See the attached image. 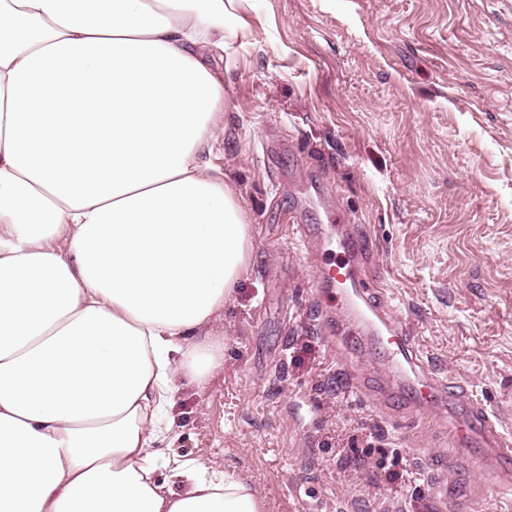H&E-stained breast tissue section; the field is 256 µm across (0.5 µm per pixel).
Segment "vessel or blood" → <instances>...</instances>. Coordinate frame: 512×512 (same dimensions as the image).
I'll return each mask as SVG.
<instances>
[{"label":"vessel or blood","instance_id":"vessel-or-blood-1","mask_svg":"<svg viewBox=\"0 0 512 512\" xmlns=\"http://www.w3.org/2000/svg\"><path fill=\"white\" fill-rule=\"evenodd\" d=\"M298 230L304 246L314 247V285L320 293L341 299L344 316L373 335L384 350L389 367L396 372L415 370L419 363L403 327L375 306L358 276V265L366 242L354 233L339 232L337 224H302ZM447 385L427 375H415L408 396L417 411H427L440 400ZM455 439L467 446L486 450L490 460L512 457V439L503 435L481 405H473L468 421L456 425Z\"/></svg>","mask_w":512,"mask_h":512}]
</instances>
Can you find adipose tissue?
Listing matches in <instances>:
<instances>
[{
    "label": "adipose tissue",
    "instance_id": "adipose-tissue-1",
    "mask_svg": "<svg viewBox=\"0 0 512 512\" xmlns=\"http://www.w3.org/2000/svg\"><path fill=\"white\" fill-rule=\"evenodd\" d=\"M258 19L256 0H0V512H265L155 448L179 382L223 370L211 326L249 271L252 215L203 155L224 131L211 62Z\"/></svg>",
    "mask_w": 512,
    "mask_h": 512
}]
</instances>
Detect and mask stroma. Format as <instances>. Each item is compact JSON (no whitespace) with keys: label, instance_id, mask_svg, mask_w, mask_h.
<instances>
[{"label":"stroma","instance_id":"stroma-1","mask_svg":"<svg viewBox=\"0 0 512 512\" xmlns=\"http://www.w3.org/2000/svg\"><path fill=\"white\" fill-rule=\"evenodd\" d=\"M235 40L208 161L253 217L249 272L216 325L224 369L181 383L157 447L253 484L265 512H503L512 463L455 446L478 401L512 432V7L504 0H262ZM334 219L419 372L455 374L424 421L385 404L295 230ZM338 346H331V338ZM446 481L448 498L436 493Z\"/></svg>","mask_w":512,"mask_h":512}]
</instances>
